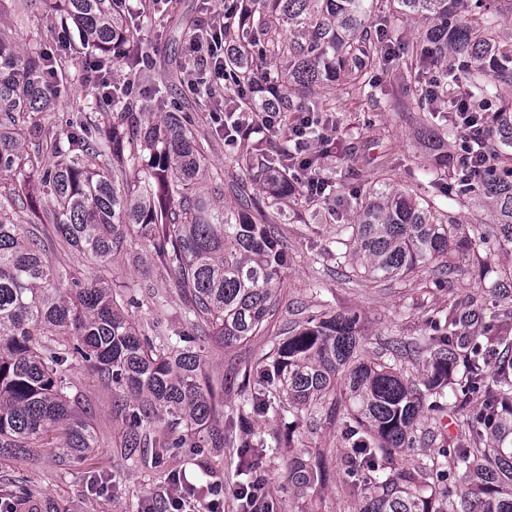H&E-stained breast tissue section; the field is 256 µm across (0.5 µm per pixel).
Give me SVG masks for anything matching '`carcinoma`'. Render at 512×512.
Returning <instances> with one entry per match:
<instances>
[{"instance_id":"1","label":"carcinoma","mask_w":512,"mask_h":512,"mask_svg":"<svg viewBox=\"0 0 512 512\" xmlns=\"http://www.w3.org/2000/svg\"><path fill=\"white\" fill-rule=\"evenodd\" d=\"M512 0H256L244 5L228 30L224 94L250 85L259 112H325L311 88L335 77L376 106L429 113L427 143L457 148L434 171L457 207L468 212L471 233L458 215L397 189L391 170L354 193L353 221L343 244L374 280L404 278L430 264L442 278L466 252L484 280L491 270L480 244L492 236L512 245V23L498 3ZM55 23L73 22L80 43L97 51L94 66L111 62L115 48L142 62L138 26L126 21V0H40ZM417 24L401 41L388 32L394 20ZM277 56L286 73H257L256 60ZM403 82L374 78L392 66ZM57 66L39 50L19 53L0 34V457L33 462L58 449L70 470L98 448L73 407L65 367L86 362L112 386V413L124 425L126 459L161 462L178 448H224V379L203 371L197 342L231 346L257 335L279 304L288 254L275 233L286 216L283 201L305 193L289 169V148L238 133L237 165L265 186L270 170L281 180L257 197L245 187L216 205L221 172L209 171L206 138L192 130L190 112L167 89L155 90L160 116L144 121L128 90L112 92V111L79 123L66 139H49L39 114L60 90L47 85ZM471 118L438 116L457 93V76ZM41 143L31 153L27 141ZM37 178L55 199L52 224L60 244L74 249L104 275L66 277L41 247L36 225L13 221L23 204L21 182ZM134 240L145 242L159 279H146L142 296L158 297V280L174 282L183 299L186 331L174 337L159 322L141 325L129 314L139 304L112 279V259ZM487 290L512 292V269L496 274ZM477 299L452 298L431 319L435 350L427 373L404 376L399 361L410 345L393 340L388 355H358L357 317H309L272 347V363L256 370L253 407L266 397L279 406L314 407L336 399L339 385L351 402L345 426L352 441V486L364 488L361 512H512V339L480 332ZM495 395L483 398L489 376ZM465 409L468 434L417 465L394 467L426 438L418 432L425 411L441 413V399ZM323 458L298 459L288 478L314 485L325 476ZM13 512L35 506L33 492L6 489Z\"/></svg>"}]
</instances>
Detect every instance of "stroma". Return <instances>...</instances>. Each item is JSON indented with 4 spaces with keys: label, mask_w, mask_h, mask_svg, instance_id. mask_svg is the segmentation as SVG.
I'll list each match as a JSON object with an SVG mask.
<instances>
[{
    "label": "stroma",
    "mask_w": 512,
    "mask_h": 512,
    "mask_svg": "<svg viewBox=\"0 0 512 512\" xmlns=\"http://www.w3.org/2000/svg\"><path fill=\"white\" fill-rule=\"evenodd\" d=\"M132 22L141 28L144 55L153 59L152 68L142 70L126 59L115 58L101 71L106 83L103 93L132 81L131 93L143 118L154 116L153 86H168L181 100L197 99L189 90L187 74L193 66L186 41L205 31L214 11L224 0H158L151 13H143L141 0H129ZM24 0H0V32L23 51L53 48L62 64L64 92L49 112L43 113L45 129L65 137L69 125L90 110L93 96L84 77L89 60L72 53L68 45L77 32L55 27L51 17L36 14L20 23ZM333 130L329 157L318 160L316 168L330 183L326 200L303 199L291 204V216L276 226L288 247L290 263L285 269L279 308L258 335L226 347L217 342L202 348L204 368L224 379V449L188 450L165 459L160 466H142L123 461L117 453L124 426L111 411L112 390L97 379L81 360L64 370L78 413L94 431L99 448L74 470H60L54 449H45L38 461L0 459V486L7 480L23 478L38 492L40 512H139L142 501L158 494L171 473L195 468L200 483H220L224 488V512H238L235 492L252 474L265 477L268 501L273 512H360L363 498L348 494L350 445L345 435V398H338L332 411H268L251 409L253 387L246 377L261 364L276 338L295 323L321 313H353L358 318L360 354L379 358L389 340L413 345L402 362L407 376L423 375L434 351L430 319L443 309L449 295L462 296L479 288L464 255H453L460 268L452 287L438 285L431 274L400 280L376 281L355 272L350 265H337L342 246L338 225L350 222L351 212L338 211L353 187L367 186L381 167L394 166L393 184L409 190L445 211L454 210L445 186L433 180L434 161L424 146L425 117L418 110L392 112L372 106L356 93L338 89L327 102ZM224 102L211 99L195 114L197 130L210 139V167L224 174L225 187L249 184L246 172L234 157L237 146L224 142ZM353 175H346L347 166ZM337 210L335 221L315 218L325 206ZM323 452L326 478L310 487H296L288 480L290 464L300 457ZM257 461L256 472L243 468L244 461Z\"/></svg>",
    "instance_id": "stroma-1"
}]
</instances>
